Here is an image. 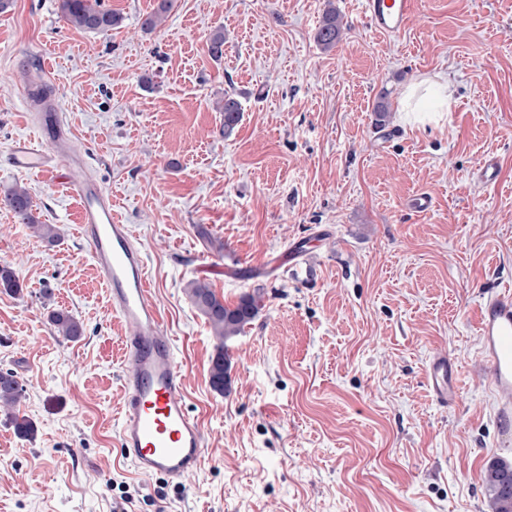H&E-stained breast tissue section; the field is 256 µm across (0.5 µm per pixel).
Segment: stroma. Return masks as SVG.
I'll list each match as a JSON object with an SVG mask.
<instances>
[{
    "label": "stroma",
    "instance_id": "stroma-1",
    "mask_svg": "<svg viewBox=\"0 0 512 512\" xmlns=\"http://www.w3.org/2000/svg\"><path fill=\"white\" fill-rule=\"evenodd\" d=\"M329 2L343 35L326 51L315 34ZM157 3L102 0L124 17L106 34L68 25L59 0L0 14V194L24 184L61 230L47 244L0 206V262L23 287L0 292V371L36 428L20 437L0 411V512H491L484 467L512 461V446L476 310L512 288V0H416L395 36L369 27L363 0H174L143 33ZM440 72L451 108L406 122L404 89ZM37 85L68 123L75 173L5 164L36 135ZM227 94L242 105L228 135ZM86 175L145 254L203 428V463L179 483L139 476L118 444L121 324L69 189ZM300 245L299 275L268 264ZM192 281L230 303L264 296L225 344V392ZM55 309L82 322L80 339L56 335ZM441 354L458 367L451 408L427 384Z\"/></svg>",
    "mask_w": 512,
    "mask_h": 512
}]
</instances>
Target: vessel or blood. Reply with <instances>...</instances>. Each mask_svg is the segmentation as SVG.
Segmentation results:
<instances>
[{
  "instance_id": "1",
  "label": "vessel or blood",
  "mask_w": 512,
  "mask_h": 512,
  "mask_svg": "<svg viewBox=\"0 0 512 512\" xmlns=\"http://www.w3.org/2000/svg\"><path fill=\"white\" fill-rule=\"evenodd\" d=\"M414 0H364V14L374 31L400 34ZM52 152L22 140L9 154L12 166L40 175L75 168L79 160L68 144L60 113L46 114ZM80 200L79 232L100 271L110 307L124 328L121 350L124 401L120 413L119 445L143 477L181 480L195 473L204 454V434L187 408L183 371L150 288L144 255L113 209L112 197L89 179L72 182ZM477 329L499 397L496 410L503 430L512 429V291L485 294L477 309ZM427 381L438 402L455 404L458 379L455 363L434 357Z\"/></svg>"
}]
</instances>
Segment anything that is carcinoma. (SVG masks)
Segmentation results:
<instances>
[{
	"label": "carcinoma",
	"mask_w": 512,
	"mask_h": 512,
	"mask_svg": "<svg viewBox=\"0 0 512 512\" xmlns=\"http://www.w3.org/2000/svg\"><path fill=\"white\" fill-rule=\"evenodd\" d=\"M173 0H159L156 10L141 21V29L150 33L160 26L172 8ZM63 19L70 25L97 33H107L120 27L123 17L110 9L103 8L101 0H60ZM342 35V24L332 3H327L322 24L315 38L325 50L336 47ZM210 55L219 60L224 55V28L217 27L207 40ZM218 110L224 113V134L233 132L240 121L241 102L226 94L218 104ZM0 204L13 212L18 223L31 228L44 242L51 245L59 236V228L54 224H43L34 214V204L29 190L22 184L9 188ZM0 289L6 293L18 294L21 284L15 270L8 264H0ZM188 293L197 308L209 321L215 336L221 342L212 358L210 382L217 391L229 386L230 362L223 342L240 335L250 325L263 307L260 292L241 295L233 306L224 304L210 286L201 281L188 285ZM49 321L55 332L69 340H77L83 335L80 321L66 310H53ZM23 389L11 372H0V406L7 409L17 406L22 398ZM484 483L492 512H512V462L504 459L492 460L486 469Z\"/></svg>",
	"instance_id": "carcinoma-1"
}]
</instances>
